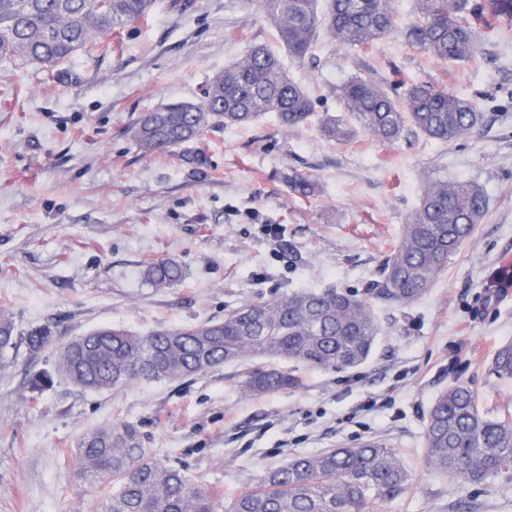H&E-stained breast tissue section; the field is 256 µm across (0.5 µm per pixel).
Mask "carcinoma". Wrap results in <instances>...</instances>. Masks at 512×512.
<instances>
[{
	"mask_svg": "<svg viewBox=\"0 0 512 512\" xmlns=\"http://www.w3.org/2000/svg\"><path fill=\"white\" fill-rule=\"evenodd\" d=\"M153 5L154 0H0V59L52 68L95 38L106 50V37L146 18ZM261 6L288 56L296 59L310 54L323 33L369 47L401 31L408 43L436 60L465 61L483 53L475 26L492 28L512 19V0H417V15L403 28L392 0H261ZM338 98L363 132L387 143L408 124L447 143L485 121L471 102L425 85L401 94L395 86L352 79L341 86ZM267 112L296 128L316 109L280 59L258 46L245 61L215 73L202 101L145 113L133 136L146 153L166 152L209 129L252 123ZM321 132L335 141L354 136V130L331 117L321 120ZM487 207L480 186L438 181L423 193L380 277L363 293L343 288L285 292L232 308L222 321L145 335L102 327L60 348L58 372L77 387L101 392L134 382L181 380L247 355L319 370L355 368L368 358L379 332L373 306H406L421 299ZM145 274L155 287L165 288L180 278V268L158 259L147 264ZM21 344L38 353L52 346L53 336L46 328L19 336L11 317L0 312V355ZM491 371L500 380H512V344L497 350ZM296 384L286 370L257 367L242 387L274 393ZM425 452L430 466L465 484H481L512 470V418L484 414L475 391L453 382L428 410ZM78 453L82 480L92 488H109L95 512H381L412 483L396 453L379 441L294 456L226 503L214 488L155 459L131 421L116 419L83 434Z\"/></svg>",
	"mask_w": 512,
	"mask_h": 512,
	"instance_id": "cac0c4a2",
	"label": "carcinoma"
}]
</instances>
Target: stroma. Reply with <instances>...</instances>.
Here are the masks:
<instances>
[{
	"mask_svg": "<svg viewBox=\"0 0 512 512\" xmlns=\"http://www.w3.org/2000/svg\"><path fill=\"white\" fill-rule=\"evenodd\" d=\"M476 60L445 63L399 34L372 47L320 36L312 55L283 56L316 110L356 134L325 139L269 112L212 129L191 150L147 154L130 133L143 113L201 101L209 79L263 45L281 54L259 0H155L149 17L51 70L0 61V310L18 333L46 326L55 347L9 352L0 367V512H94L101 494L78 479L80 436L124 419L146 447L230 498L302 454L378 440L414 476L383 512H512V471L466 486L425 464L424 422L460 380L483 412L512 416V380L492 374L512 342V25L478 32ZM363 78L425 84L472 102L480 129L450 143L406 129L379 142L337 97ZM314 182V196L288 177ZM478 183L488 209L429 292L376 306V345L343 371L289 368L297 386L245 391L256 358L189 379L89 392L55 374L56 346L104 326L146 334L223 319L226 310L287 290L363 291L378 279L403 224L436 180ZM170 258L178 281L155 287L149 261ZM50 383L34 387L41 376Z\"/></svg>",
	"mask_w": 512,
	"mask_h": 512,
	"instance_id": "obj_1",
	"label": "stroma"
}]
</instances>
